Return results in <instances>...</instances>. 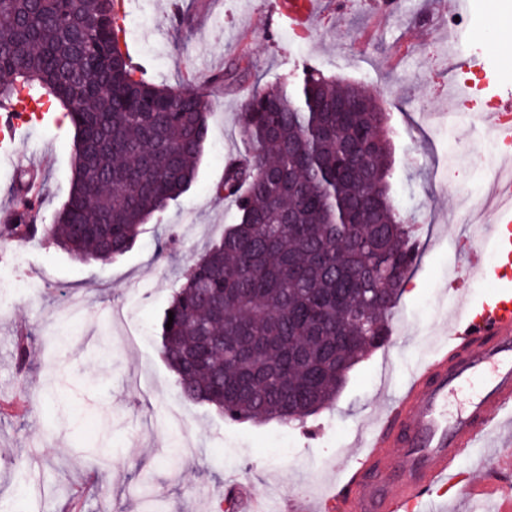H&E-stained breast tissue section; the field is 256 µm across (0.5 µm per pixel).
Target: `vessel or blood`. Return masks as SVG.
<instances>
[{"instance_id":"b4317fda","label":"vessel or blood","mask_w":512,"mask_h":512,"mask_svg":"<svg viewBox=\"0 0 512 512\" xmlns=\"http://www.w3.org/2000/svg\"><path fill=\"white\" fill-rule=\"evenodd\" d=\"M313 0H278L275 24L305 29L313 18ZM512 222V209L499 210L483 225L500 255H512V239L502 225ZM492 290L481 307L459 303L455 321L465 341L448 335L404 383L396 402L373 426L358 450L353 471L344 473L330 495L306 512H413L433 490L458 483L465 494L499 491V484L478 488L460 481L453 464L475 443L490 436L506 412H512V270H486ZM476 392L456 410L448 405L468 385ZM235 512H265L259 499L243 485L229 496Z\"/></svg>"}]
</instances>
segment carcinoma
I'll return each instance as SVG.
<instances>
[{
  "instance_id": "obj_1",
  "label": "carcinoma",
  "mask_w": 512,
  "mask_h": 512,
  "mask_svg": "<svg viewBox=\"0 0 512 512\" xmlns=\"http://www.w3.org/2000/svg\"><path fill=\"white\" fill-rule=\"evenodd\" d=\"M117 0H0V105L35 88L75 129L72 186L54 223L16 195L0 239L50 240L72 259L129 251L143 224L187 192L209 136L194 83L136 76ZM244 148L217 193L236 222L194 257L161 324L181 394L234 422L302 425L386 341L417 260L392 198L382 99L305 68L241 103Z\"/></svg>"
}]
</instances>
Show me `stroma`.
Instances as JSON below:
<instances>
[{"label": "stroma", "mask_w": 512, "mask_h": 512, "mask_svg": "<svg viewBox=\"0 0 512 512\" xmlns=\"http://www.w3.org/2000/svg\"><path fill=\"white\" fill-rule=\"evenodd\" d=\"M190 17L175 25L174 10ZM276 0H121L125 18H140L128 34L130 61L156 83L186 80L207 86L218 72L242 64L245 74L210 95L209 138L191 189L142 228L133 248L108 262L79 263L44 240L0 241V261L14 277L38 284L32 293L0 294V504L12 512H71L62 490H83L85 512H218L215 487L250 484L267 506L282 512L285 498H317L349 466L368 423L398 396L419 358L447 335V312L458 299L480 303L481 287L461 288L449 268L465 263L450 246L459 225L448 214L458 192L489 191L485 172L458 151L477 143L470 114L489 112L490 97L472 91L462 119L435 123L423 107L448 109L453 77L512 85V58L496 41L476 44L469 28L449 30L454 0H324L303 35L274 26ZM480 58L484 72L470 68ZM310 64L325 75L349 78L383 94L395 143L393 191L404 218L415 225L418 260L391 316V334L349 373L336 402L304 426L275 421L234 423L189 401L159 353L161 322L191 259L236 221V209L218 200L224 160L242 149L240 104L254 90ZM74 131L59 107L22 125L0 151V208L12 205L16 175L40 162L41 223H51L71 187ZM177 246L159 253L169 232ZM78 299L85 318L66 346L48 350L65 298ZM27 334L18 361L16 338ZM112 356L95 357L104 338ZM180 405L187 417L167 426L163 416ZM512 424L494 431L459 460L479 484L487 477L512 484V470L494 455ZM108 449L111 464L86 461ZM501 498L469 497L457 489L434 492L417 512H500Z\"/></svg>", "instance_id": "stroma-1"}]
</instances>
